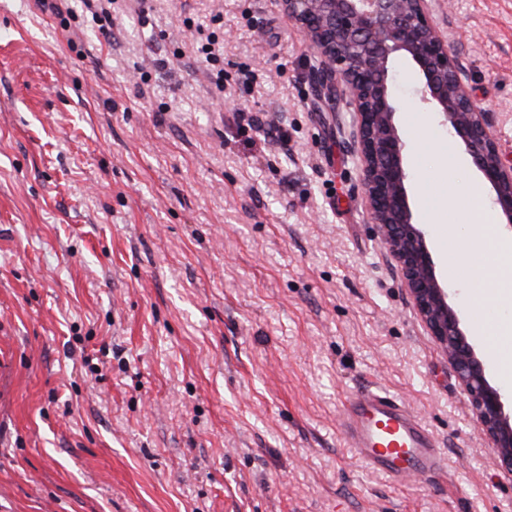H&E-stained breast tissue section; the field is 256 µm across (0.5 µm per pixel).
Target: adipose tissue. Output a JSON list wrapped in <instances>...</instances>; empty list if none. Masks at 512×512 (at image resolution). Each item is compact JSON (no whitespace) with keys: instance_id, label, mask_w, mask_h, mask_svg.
Returning <instances> with one entry per match:
<instances>
[{"instance_id":"adipose-tissue-1","label":"adipose tissue","mask_w":512,"mask_h":512,"mask_svg":"<svg viewBox=\"0 0 512 512\" xmlns=\"http://www.w3.org/2000/svg\"><path fill=\"white\" fill-rule=\"evenodd\" d=\"M465 210L475 215L476 225L468 229L470 250L481 264L480 273L471 280L470 305L480 310L487 305L512 306V239L499 234L488 212L480 186H471L464 197L441 199L436 211ZM476 333L486 342L489 362L503 380L512 379V323L483 320L477 322Z\"/></svg>"}]
</instances>
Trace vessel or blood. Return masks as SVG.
<instances>
[{
    "instance_id": "1",
    "label": "vessel or blood",
    "mask_w": 512,
    "mask_h": 512,
    "mask_svg": "<svg viewBox=\"0 0 512 512\" xmlns=\"http://www.w3.org/2000/svg\"><path fill=\"white\" fill-rule=\"evenodd\" d=\"M354 454L391 482L402 484L445 467L433 434L397 396L365 389L348 398L339 420Z\"/></svg>"
}]
</instances>
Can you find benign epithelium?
<instances>
[{
    "label": "benign epithelium",
    "mask_w": 512,
    "mask_h": 512,
    "mask_svg": "<svg viewBox=\"0 0 512 512\" xmlns=\"http://www.w3.org/2000/svg\"><path fill=\"white\" fill-rule=\"evenodd\" d=\"M434 0H280L320 66L319 95L346 101L353 114L349 150L362 170L370 222L396 259L421 321L448 355L476 419L512 473V416L506 395L488 380L484 361L462 325L451 289L439 279L427 230L413 219L405 142L397 124L395 63L407 60L415 97L461 141L492 191L499 223L512 233V163L503 161L493 115L468 90L452 25L437 23Z\"/></svg>",
    "instance_id": "1"
}]
</instances>
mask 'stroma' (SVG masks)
<instances>
[{
    "instance_id": "35a3bbf8",
    "label": "stroma",
    "mask_w": 512,
    "mask_h": 512,
    "mask_svg": "<svg viewBox=\"0 0 512 512\" xmlns=\"http://www.w3.org/2000/svg\"><path fill=\"white\" fill-rule=\"evenodd\" d=\"M54 4L0 0V512H512L278 0ZM435 18L512 161V0ZM397 70L414 220L470 326L468 217L431 203L478 176ZM376 387L446 474L395 486L345 446Z\"/></svg>"
}]
</instances>
